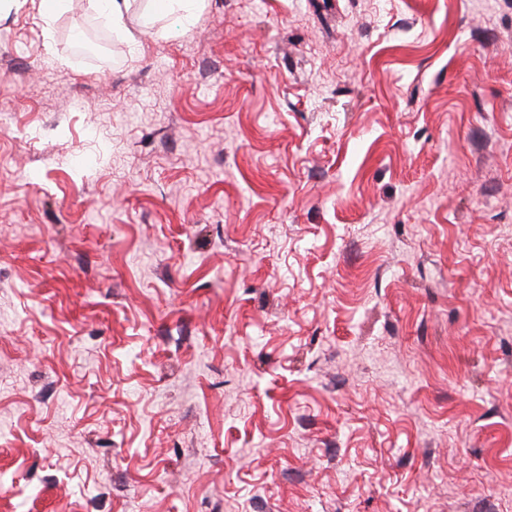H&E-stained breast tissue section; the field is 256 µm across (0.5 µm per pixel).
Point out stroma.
I'll return each instance as SVG.
<instances>
[{"label": "stroma", "instance_id": "obj_1", "mask_svg": "<svg viewBox=\"0 0 512 512\" xmlns=\"http://www.w3.org/2000/svg\"><path fill=\"white\" fill-rule=\"evenodd\" d=\"M0 7V512H512V0Z\"/></svg>", "mask_w": 512, "mask_h": 512}]
</instances>
